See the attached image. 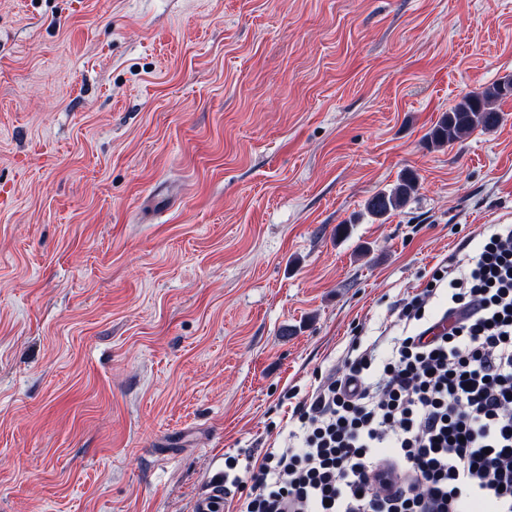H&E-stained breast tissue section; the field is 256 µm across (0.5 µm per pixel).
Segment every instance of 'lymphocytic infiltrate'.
<instances>
[{"label":"lymphocytic infiltrate","mask_w":512,"mask_h":512,"mask_svg":"<svg viewBox=\"0 0 512 512\" xmlns=\"http://www.w3.org/2000/svg\"><path fill=\"white\" fill-rule=\"evenodd\" d=\"M299 405L237 512H512V225L479 233Z\"/></svg>","instance_id":"f902f5d3"}]
</instances>
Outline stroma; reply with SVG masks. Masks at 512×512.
<instances>
[{
    "mask_svg": "<svg viewBox=\"0 0 512 512\" xmlns=\"http://www.w3.org/2000/svg\"><path fill=\"white\" fill-rule=\"evenodd\" d=\"M512 0H0V512H196L489 224ZM390 216L364 204L404 172ZM508 98H512L511 79L468 92L448 112L442 114L427 134L428 140L435 146H450L470 131L495 130L505 119L496 103ZM418 189V181L412 173L403 175L393 187L380 189L365 202L366 211L373 217L384 218L398 210Z\"/></svg>",
    "mask_w": 512,
    "mask_h": 512,
    "instance_id": "obj_1",
    "label": "stroma"
}]
</instances>
